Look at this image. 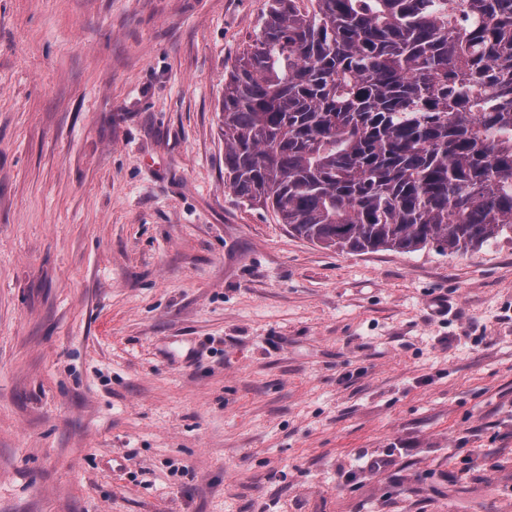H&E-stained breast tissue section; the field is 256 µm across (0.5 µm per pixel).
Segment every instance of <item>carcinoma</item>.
Segmentation results:
<instances>
[{
	"mask_svg": "<svg viewBox=\"0 0 512 512\" xmlns=\"http://www.w3.org/2000/svg\"><path fill=\"white\" fill-rule=\"evenodd\" d=\"M307 2L224 82L230 191L327 249L512 239V0Z\"/></svg>",
	"mask_w": 512,
	"mask_h": 512,
	"instance_id": "carcinoma-1",
	"label": "carcinoma"
}]
</instances>
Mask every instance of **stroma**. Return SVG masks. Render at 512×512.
I'll return each mask as SVG.
<instances>
[{"instance_id":"obj_1","label":"stroma","mask_w":512,"mask_h":512,"mask_svg":"<svg viewBox=\"0 0 512 512\" xmlns=\"http://www.w3.org/2000/svg\"><path fill=\"white\" fill-rule=\"evenodd\" d=\"M267 10L0 0V512H512V241L342 252L236 198Z\"/></svg>"}]
</instances>
